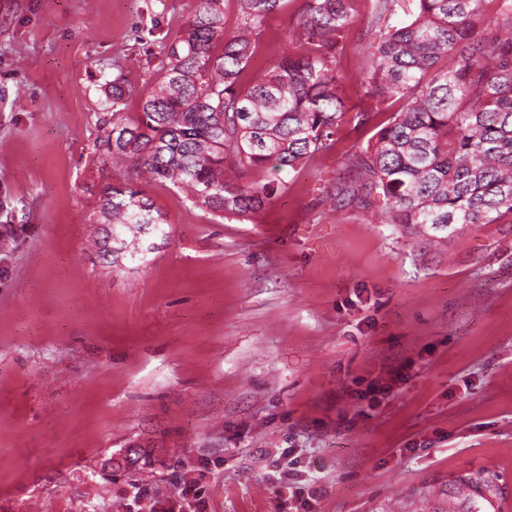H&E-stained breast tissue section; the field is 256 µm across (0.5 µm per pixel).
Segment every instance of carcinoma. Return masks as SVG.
Listing matches in <instances>:
<instances>
[{
    "mask_svg": "<svg viewBox=\"0 0 512 512\" xmlns=\"http://www.w3.org/2000/svg\"><path fill=\"white\" fill-rule=\"evenodd\" d=\"M227 35L224 0H197L180 36L160 45L157 66L134 85L122 69L106 84L109 111L98 142L125 162V183L104 190L96 211L101 257L141 258L125 231L168 236L167 220L140 179L186 193L215 218L243 222L288 191V177L329 153L348 120L339 57L354 25L352 0H301L286 53L247 76L269 20L290 0H236ZM363 48L366 94L387 123L350 151L338 208L382 206L384 223L421 235L497 224L512 215V0H369ZM139 97V112L126 113ZM263 173L260 181L230 182Z\"/></svg>",
    "mask_w": 512,
    "mask_h": 512,
    "instance_id": "cac0c4a2",
    "label": "carcinoma"
}]
</instances>
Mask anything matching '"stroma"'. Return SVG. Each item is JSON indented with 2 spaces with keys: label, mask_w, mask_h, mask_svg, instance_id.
<instances>
[{
  "label": "stroma",
  "mask_w": 512,
  "mask_h": 512,
  "mask_svg": "<svg viewBox=\"0 0 512 512\" xmlns=\"http://www.w3.org/2000/svg\"><path fill=\"white\" fill-rule=\"evenodd\" d=\"M196 0H0V512H128L133 488L206 512H289L271 465L319 478L310 512H448L492 480L479 512H512V223L436 242L335 208V148L251 219L214 221L146 193L170 224L142 264H102L93 222L124 166L97 150L117 68L142 76ZM275 16L249 70L295 50ZM368 57L341 58L346 103ZM408 378L379 406L358 390ZM135 468L122 465L127 449ZM412 363H401L390 371V378L387 382H370L365 390L359 394L360 400L367 401L369 408L379 405L393 390V385L405 381L409 376Z\"/></svg>",
  "instance_id": "obj_1"
}]
</instances>
